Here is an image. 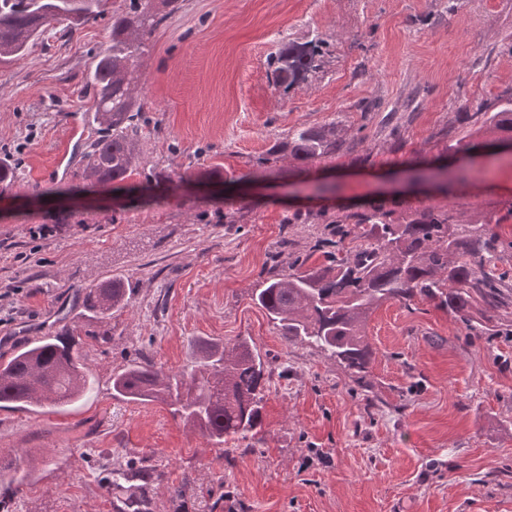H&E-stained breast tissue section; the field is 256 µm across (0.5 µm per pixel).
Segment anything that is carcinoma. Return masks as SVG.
Returning <instances> with one entry per match:
<instances>
[{"mask_svg":"<svg viewBox=\"0 0 512 512\" xmlns=\"http://www.w3.org/2000/svg\"><path fill=\"white\" fill-rule=\"evenodd\" d=\"M100 0H0V64L10 63L38 43L50 28L73 34L101 15ZM181 0H121L112 11L110 44L95 57L87 87L93 96L92 125L98 136L83 152V176L94 189L120 190L140 165V118L144 102L135 95L134 74L146 42L180 7ZM324 43L289 42L275 59V77L290 84L321 68ZM462 109L480 125L482 140L450 147L465 156L499 141L512 140V89L492 102L468 101ZM347 142L336 124L288 132L286 141L256 160L272 169L281 158L287 172L303 174L333 159ZM439 177L466 183L463 170L446 165L417 170L416 179ZM493 217L466 216L451 208L386 209L362 206L336 220V240L322 238L324 261L297 256L275 265L255 289L254 303L265 310L290 343L318 349L363 388L375 358L366 326L371 313L389 301H435L485 336L503 332L498 316L512 308L509 272L495 262L504 243L489 227ZM84 312L106 319L126 307L127 287L114 279L81 292ZM189 373L165 374L151 360L133 361L112 374V396L130 402L161 401L172 413L215 445L253 438L262 429L269 365L245 338L232 344L207 339L193 343ZM90 375L79 341L65 329L36 336L0 358V408L12 405L69 407L89 389ZM126 484L117 512H150L149 482L160 479L153 466L112 469Z\"/></svg>","mask_w":512,"mask_h":512,"instance_id":"carcinoma-1","label":"carcinoma"}]
</instances>
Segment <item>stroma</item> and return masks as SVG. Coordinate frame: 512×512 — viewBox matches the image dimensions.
Listing matches in <instances>:
<instances>
[{
    "label": "stroma",
    "instance_id": "1",
    "mask_svg": "<svg viewBox=\"0 0 512 512\" xmlns=\"http://www.w3.org/2000/svg\"><path fill=\"white\" fill-rule=\"evenodd\" d=\"M111 14L74 37L45 35L0 66V357L75 329L92 378L73 407L0 409V450L25 459L0 512H116L108 460L155 465L152 512H512V336H476L428 300L370 317V393L315 348L288 344L252 300L266 270L305 251L336 215L368 203L448 206L499 218L512 240V160L467 164L465 191L428 198L393 185L475 130L460 113L512 88V0H182L136 74L146 104L132 194L90 192L95 136L83 76L111 40ZM324 40L322 69L275 86L282 42ZM336 123L357 152L321 163L333 185L255 167L289 131ZM171 176L156 185V174ZM62 185L61 195L47 194ZM128 281L126 308L83 315L79 292ZM204 337L248 338L269 362L258 441L232 451L162 402L112 396L141 357L191 368ZM183 487L179 500L170 491Z\"/></svg>",
    "mask_w": 512,
    "mask_h": 512
}]
</instances>
